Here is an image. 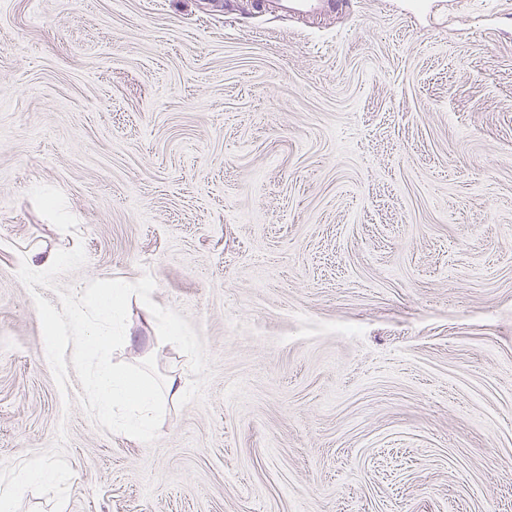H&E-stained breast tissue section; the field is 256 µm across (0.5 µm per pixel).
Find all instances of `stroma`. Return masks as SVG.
<instances>
[{
    "label": "stroma",
    "mask_w": 512,
    "mask_h": 512,
    "mask_svg": "<svg viewBox=\"0 0 512 512\" xmlns=\"http://www.w3.org/2000/svg\"><path fill=\"white\" fill-rule=\"evenodd\" d=\"M0 0V487L18 512H512V0ZM203 339L154 444L60 393L33 248ZM113 362L190 386L139 297ZM281 9L293 14L317 16L336 9L338 1L334 0H280ZM63 478L62 475L49 469L40 461H31L18 473L9 487L0 491V502L4 504L17 500L26 493L28 487L35 482H49Z\"/></svg>",
    "instance_id": "1"
}]
</instances>
